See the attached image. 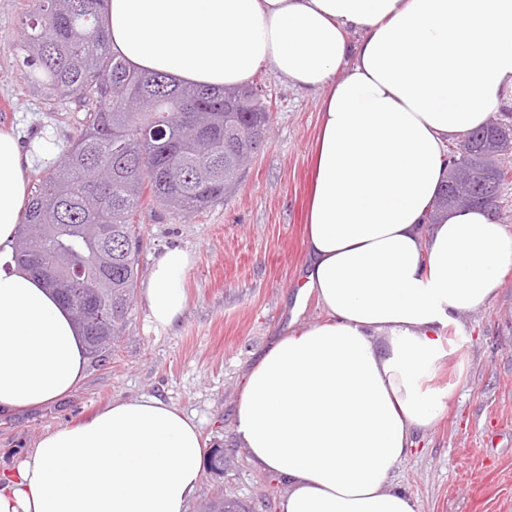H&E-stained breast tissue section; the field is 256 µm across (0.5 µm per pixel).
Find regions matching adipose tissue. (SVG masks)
Masks as SVG:
<instances>
[{"label": "adipose tissue", "instance_id": "1", "mask_svg": "<svg viewBox=\"0 0 512 512\" xmlns=\"http://www.w3.org/2000/svg\"><path fill=\"white\" fill-rule=\"evenodd\" d=\"M102 24L132 69L187 86L241 85L267 66L327 89L301 292L327 318L256 359L235 434L286 481L278 512H418L391 479L412 431L446 407L424 376L447 355L444 330L512 267V236L483 211L423 217L448 140L512 103V0H108ZM57 155L52 133L25 144L0 129V411L68 396L85 377L68 310L13 259L29 175ZM191 262L180 248L156 257L143 297L158 328L183 315ZM206 448L175 405L118 399L1 472L0 512H187Z\"/></svg>", "mask_w": 512, "mask_h": 512}]
</instances>
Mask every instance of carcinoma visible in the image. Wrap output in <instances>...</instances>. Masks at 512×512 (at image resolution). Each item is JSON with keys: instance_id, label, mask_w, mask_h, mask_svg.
I'll use <instances>...</instances> for the list:
<instances>
[{"instance_id": "obj_1", "label": "carcinoma", "mask_w": 512, "mask_h": 512, "mask_svg": "<svg viewBox=\"0 0 512 512\" xmlns=\"http://www.w3.org/2000/svg\"><path fill=\"white\" fill-rule=\"evenodd\" d=\"M103 0H38L20 50L27 81L92 109L66 154L47 168L13 244L18 265L53 288L97 361L122 335L139 276L144 196L193 213L224 198L270 129L256 85L185 87L131 69L107 48ZM448 176L426 223L451 208L498 217L512 174V124L493 117L448 146ZM224 476V449L207 454ZM203 512H249L211 497Z\"/></svg>"}]
</instances>
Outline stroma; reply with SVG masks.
<instances>
[{
    "label": "stroma",
    "instance_id": "stroma-1",
    "mask_svg": "<svg viewBox=\"0 0 512 512\" xmlns=\"http://www.w3.org/2000/svg\"><path fill=\"white\" fill-rule=\"evenodd\" d=\"M32 0H0V128L22 140L52 129L68 149L87 107L48 102L24 78L22 21ZM254 82L271 89L269 138L224 200L192 214L144 198L139 278L168 248L190 252L183 284L187 308L171 330H154L142 295H134L112 354L86 366L71 395L31 411L0 413V472L14 468L56 427L92 417L115 399L152 395L194 417L208 447L224 451V475L203 473L188 506L216 492L254 512H277L285 482L254 465L234 434L245 376L280 335L324 321L316 298L295 309L307 272L306 224L314 146L324 92H310L262 68ZM444 337L465 361L463 372L436 369L428 386L450 391L439 418L412 433L408 458L394 481L420 512H512V272L490 302L466 315Z\"/></svg>",
    "mask_w": 512,
    "mask_h": 512
}]
</instances>
